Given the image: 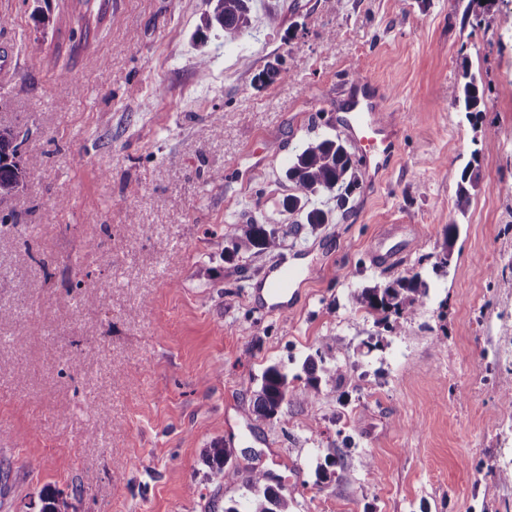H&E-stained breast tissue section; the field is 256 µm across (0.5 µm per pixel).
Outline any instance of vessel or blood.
<instances>
[{
    "mask_svg": "<svg viewBox=\"0 0 512 512\" xmlns=\"http://www.w3.org/2000/svg\"><path fill=\"white\" fill-rule=\"evenodd\" d=\"M338 123L355 145L365 169L379 170L396 151V144L388 133V123L376 98L366 84H358ZM299 275L295 264L280 261L272 278L265 281V292L272 302L271 309L284 313L279 299Z\"/></svg>",
    "mask_w": 512,
    "mask_h": 512,
    "instance_id": "vessel-or-blood-1",
    "label": "vessel or blood"
}]
</instances>
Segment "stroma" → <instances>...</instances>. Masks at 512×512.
<instances>
[{"label": "stroma", "mask_w": 512, "mask_h": 512, "mask_svg": "<svg viewBox=\"0 0 512 512\" xmlns=\"http://www.w3.org/2000/svg\"><path fill=\"white\" fill-rule=\"evenodd\" d=\"M468 2L254 0L243 36L198 43L210 0H0L20 60L0 123L45 159L0 223V512H39L46 486L62 512H249L207 458L217 445L268 473L289 512H512V0L473 17ZM466 71L473 119L456 102ZM361 76L399 148L344 207L312 199L328 223H302L283 205L288 165L336 136ZM249 224L280 247L233 252ZM387 237L399 254L375 258ZM284 258L301 275L273 315L257 290ZM416 273L429 297L393 332L355 306ZM318 354L354 379L312 387ZM273 364L288 406L256 422ZM463 78L466 80L461 89V97L464 108L468 114L473 112H482L480 104L482 95L476 77L469 72H463ZM478 175L473 171L472 166H466L458 184L456 192V205L460 211H465L470 203V190L477 186Z\"/></svg>", "instance_id": "35a3bbf8"}]
</instances>
